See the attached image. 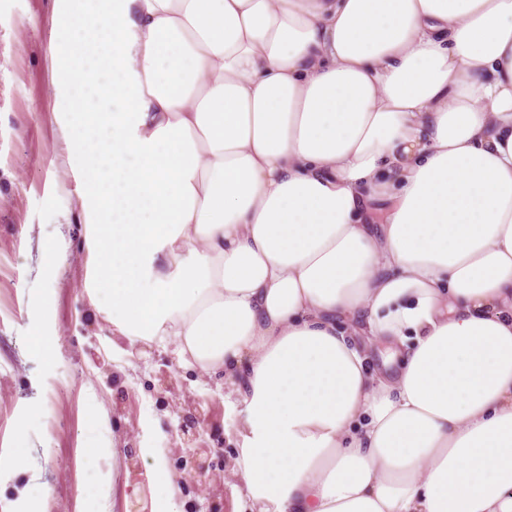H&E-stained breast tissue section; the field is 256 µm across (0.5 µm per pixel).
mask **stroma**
Returning <instances> with one entry per match:
<instances>
[{"mask_svg": "<svg viewBox=\"0 0 512 512\" xmlns=\"http://www.w3.org/2000/svg\"><path fill=\"white\" fill-rule=\"evenodd\" d=\"M69 36L54 0H0V451H29L0 482V512H93L105 486L117 512H151L153 463L171 475L180 512H247L227 473L242 402L172 345H131L92 313L80 176L55 150L62 115L46 69ZM55 244L66 256L57 269ZM32 330L46 353L28 350Z\"/></svg>", "mask_w": 512, "mask_h": 512, "instance_id": "1", "label": "stroma"}]
</instances>
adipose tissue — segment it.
Instances as JSON below:
<instances>
[{"instance_id":"1","label":"adipose tissue","mask_w":512,"mask_h":512,"mask_svg":"<svg viewBox=\"0 0 512 512\" xmlns=\"http://www.w3.org/2000/svg\"><path fill=\"white\" fill-rule=\"evenodd\" d=\"M55 8L86 294L230 381L257 512H512V0Z\"/></svg>"}]
</instances>
